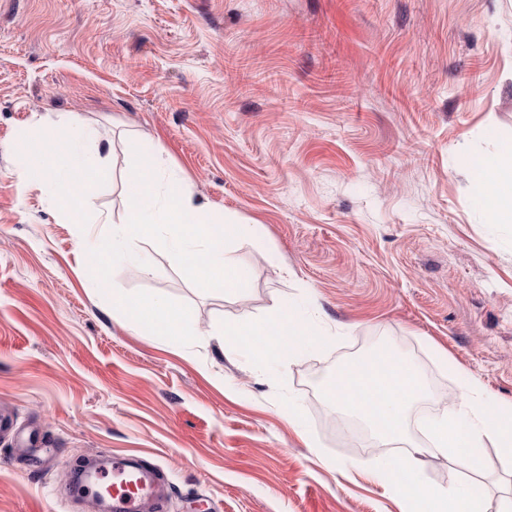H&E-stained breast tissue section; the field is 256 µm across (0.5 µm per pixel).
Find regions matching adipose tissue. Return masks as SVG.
I'll list each match as a JSON object with an SVG mask.
<instances>
[{
	"label": "adipose tissue",
	"mask_w": 512,
	"mask_h": 512,
	"mask_svg": "<svg viewBox=\"0 0 512 512\" xmlns=\"http://www.w3.org/2000/svg\"><path fill=\"white\" fill-rule=\"evenodd\" d=\"M474 201L491 223L512 224V141L503 143L496 155L472 169ZM216 336H246L252 349L263 357L277 359L282 352L298 357L320 341L317 327L304 326L295 307L272 306L264 315L247 322H221Z\"/></svg>",
	"instance_id": "1"
}]
</instances>
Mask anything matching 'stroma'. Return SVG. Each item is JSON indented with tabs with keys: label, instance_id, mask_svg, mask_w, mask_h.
<instances>
[{
	"label": "stroma",
	"instance_id": "1",
	"mask_svg": "<svg viewBox=\"0 0 512 512\" xmlns=\"http://www.w3.org/2000/svg\"><path fill=\"white\" fill-rule=\"evenodd\" d=\"M39 123L112 143L84 223L15 175ZM510 138L512 0H0V512H97L71 472L132 455L161 466L166 512H400L323 391L383 350L435 413L467 382L512 405V225L468 166ZM137 148L258 227L235 295L197 293L153 241L151 274L115 268L113 287L192 306L184 354L113 318L85 263ZM299 301L326 333L302 356L210 335ZM476 478L497 512L494 444Z\"/></svg>",
	"mask_w": 512,
	"mask_h": 512
}]
</instances>
